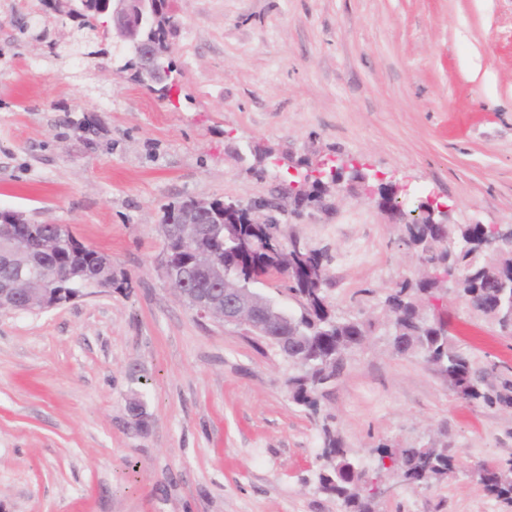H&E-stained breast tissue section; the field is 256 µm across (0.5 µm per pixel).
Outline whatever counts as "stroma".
I'll return each instance as SVG.
<instances>
[{
	"mask_svg": "<svg viewBox=\"0 0 512 512\" xmlns=\"http://www.w3.org/2000/svg\"><path fill=\"white\" fill-rule=\"evenodd\" d=\"M162 99L102 35L41 0H0V209L65 224L127 287L0 312V512H343L317 487L321 422L273 345L198 317L163 277L159 226L185 200L271 199L352 160L365 182L282 220L325 253L336 316L373 318L322 412L390 491L377 512H512L482 465L512 459V407L457 397L397 353L385 295L420 277L380 183L452 224H512V0H169ZM32 20L28 31L16 21ZM476 365L512 379V335L455 292L425 302ZM448 444L423 487L371 450Z\"/></svg>",
	"mask_w": 512,
	"mask_h": 512,
	"instance_id": "stroma-1",
	"label": "stroma"
}]
</instances>
